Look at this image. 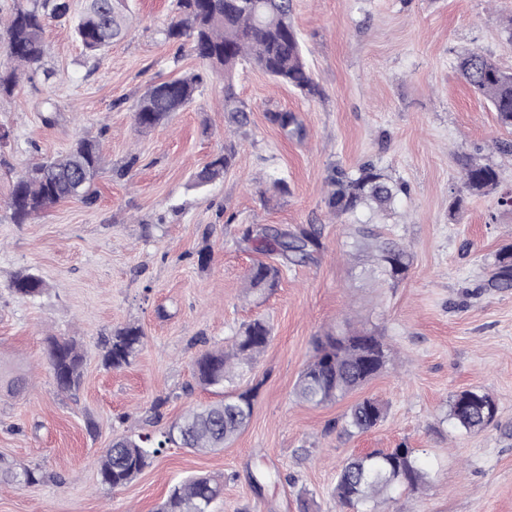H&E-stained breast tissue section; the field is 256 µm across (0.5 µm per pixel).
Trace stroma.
Masks as SVG:
<instances>
[{"label":"stroma","instance_id":"obj_1","mask_svg":"<svg viewBox=\"0 0 512 512\" xmlns=\"http://www.w3.org/2000/svg\"><path fill=\"white\" fill-rule=\"evenodd\" d=\"M294 21L322 94L307 99L260 69L239 67L235 83L251 109L236 130L224 121V81L212 76L185 110L150 132L134 129L133 105L150 86L194 73L189 48L162 30L176 0H127L128 36L99 60L86 59L70 22H50L43 67L0 98V377L24 376L25 390L0 393V455L41 468L44 482L0 483V512H156L169 488L205 474L224 482L215 512H340L332 495L353 454L411 448L428 481L396 491L376 512H512V293L480 287L497 249L512 242V208L495 196L448 210L455 155L480 150L512 189L511 140L486 100L455 71L478 50L512 69V0H294ZM58 114L43 120L46 105ZM292 111L305 136L291 140L267 119ZM96 137L103 168L96 200L61 202L27 224L7 207L15 175L57 156L78 136ZM237 150L223 179L192 175L225 143ZM134 167H127L130 156ZM371 161L407 186L390 215L332 220L325 204L334 168ZM288 183L286 194L272 186ZM253 224L321 231L314 262L285 270L272 294L246 288L255 257L242 242ZM374 225L410 255L404 279L379 285L372 254L356 233ZM210 248L211 261L197 254ZM41 277L35 298L9 285L21 271ZM266 319L273 338L235 385L257 386L249 425L223 450L170 448L133 482L112 492L95 460L127 427L158 433L192 404L214 401L193 387L192 361L224 347L240 326ZM140 326L144 344L123 369L101 361L115 328ZM343 327L381 336L390 360L363 388L333 405L298 403L294 383L315 337ZM77 341L84 377L77 398L57 394L47 336ZM477 389L498 403L479 433L448 418L454 394ZM163 398L157 416L149 408ZM376 398L383 421L344 428L350 407Z\"/></svg>","mask_w":512,"mask_h":512}]
</instances>
